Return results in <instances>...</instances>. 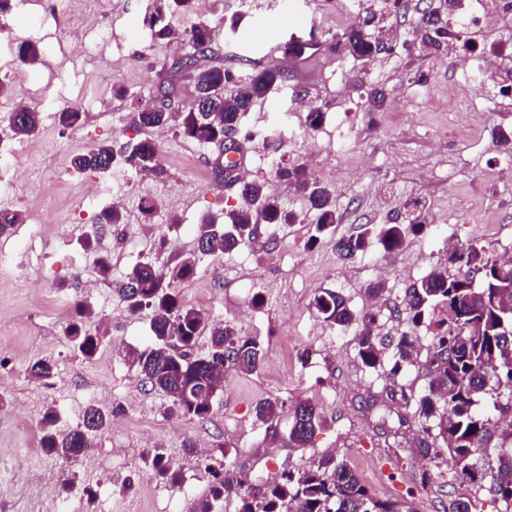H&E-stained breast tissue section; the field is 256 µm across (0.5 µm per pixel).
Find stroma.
<instances>
[{
    "instance_id": "stroma-1",
    "label": "stroma",
    "mask_w": 512,
    "mask_h": 512,
    "mask_svg": "<svg viewBox=\"0 0 512 512\" xmlns=\"http://www.w3.org/2000/svg\"><path fill=\"white\" fill-rule=\"evenodd\" d=\"M493 23L474 30L469 45L485 51L504 38H512V11L507 0H488ZM340 0H291V17L281 13V0H224L210 8L203 20L211 29H221L224 16L243 15L238 32H225L213 44L216 60L238 75L252 73L253 62L277 67L288 86L302 90L323 114L322 124L306 129V114L292 97L272 92L264 103L245 115L246 126L266 129L284 126L288 134L281 151L282 162L304 165L309 172L324 171L334 192L340 221L332 241L316 249L306 246L314 230L316 212L307 199L287 183L273 180L272 161L261 143L246 142L242 150L252 180L268 183L285 207L300 214L297 224L276 230L270 252L254 258L239 248L224 254V282L210 278L206 269L211 258H202L195 275L177 289L181 299L198 309L223 308L225 297L237 289L255 286L256 267H264L270 281L288 293L289 305L280 308L262 303L255 315L250 337L263 346L265 356L254 373L229 371L224 391L216 396L210 414L203 419L163 414L165 398L152 390L125 360L126 350L149 343L150 315H128L124 302L113 298L109 308L94 306L92 326L103 337L95 355L87 357L74 348L67 328L79 322L77 311L62 309L54 299L62 289L73 299H83L85 285L102 280L97 263L108 254L112 266L128 270L136 257L164 264L176 252L193 249L194 227L201 216L223 220L236 204L239 186L231 179L217 181L210 165L214 146H198L175 133L161 143V180L133 183L128 190L127 233L136 235L139 256L120 248L113 236L89 248L85 240L93 232L107 201L86 206L81 187L84 174L70 170L72 154L115 138L136 141L143 133L130 122L132 105L155 106L153 90L164 79H172L181 105L193 100V83L187 75H169L166 65L174 56L167 42L151 41L139 26L147 0H97L104 27L113 39L97 44L95 31L86 41L92 46L76 56L62 36L66 18L61 8H46L43 0H16L0 15L12 43L40 42L52 63L27 68L17 62L15 52L0 54V81L10 83L17 93L32 90V106L41 113V133L34 139L6 138L0 142V160L35 168L38 177L28 180L5 196L0 207L22 211L25 216L45 215L43 232L53 235L57 248L44 253L32 239L29 227L18 224L0 236L6 247L27 252L23 276L28 286L11 283L12 269L0 265V373L7 379V405L0 410V435L6 436L15 456L0 464V499L7 512H29L36 498L32 475L52 477L59 461L47 456L41 446V417L46 410L58 415L57 428L65 432L82 419V407L69 397L91 386L101 396L102 409L127 417L124 394H133L140 411L132 417L120 440L111 432L98 437V451L112 457L122 448L128 462L125 475L113 474L110 466L88 470L75 465L80 481L95 493L94 498L64 497V512H127L128 499H135L137 512H163L164 501L154 495L155 479L141 460L145 448H164L182 477L198 481V497L208 493L202 478L205 462L192 444L205 438L223 442L229 458L247 469L258 462L273 461L274 473L283 465L304 470L330 451L350 462L362 482L379 498L411 499L417 512H444L452 496L470 492L448 467H433L418 450L420 426L411 419L400 430L379 423L369 412V401L390 402L393 389L407 385L423 392L428 380L413 368L405 376H392L388 366L368 368L357 356L356 333L323 326L312 306L315 294L324 289L340 293L355 311L370 303L365 288L382 283V315L377 331L393 336L407 322L397 309L405 287L436 266L449 243L462 246L478 242L501 252L512 244V181L500 177L505 154L497 145L496 130L512 126V95L500 92L506 73L498 71L485 86V96L470 101L456 81L451 56L431 50L421 53L407 48L421 17L420 0H409L408 8L395 22L396 37L391 50L356 60L331 52L342 28L328 17ZM312 42L302 56L286 58L281 46L290 38ZM124 96H115L116 87ZM382 89L383 108L370 110L369 88ZM78 105L85 123L65 130L56 119L64 103ZM480 119H472L474 111ZM203 149L206 165L186 171L182 157ZM178 194L177 205L165 203L167 194ZM158 199L155 221L142 224L138 204L142 197ZM418 198L426 202L429 224L414 248L394 255L389 269H382L380 247L363 256L345 259L334 249V239L350 235L360 224H389L404 205ZM177 223H169V216ZM167 237L169 251L159 249ZM45 360L54 367L48 380L33 378L29 369ZM293 404L310 400L320 410L324 423L308 447L292 448L286 436L267 433L255 408L267 400ZM433 481L421 487L422 472ZM130 477V494L118 489L121 477Z\"/></svg>"
}]
</instances>
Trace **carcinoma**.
<instances>
[{
    "label": "carcinoma",
    "mask_w": 512,
    "mask_h": 512,
    "mask_svg": "<svg viewBox=\"0 0 512 512\" xmlns=\"http://www.w3.org/2000/svg\"><path fill=\"white\" fill-rule=\"evenodd\" d=\"M194 11V0H151L139 19L142 30L155 40H179L191 44L192 51L172 59L170 71L188 74L195 81L193 104L187 109H139L132 112V123L139 129L163 128L173 123L180 137L203 144L224 142L226 131L254 141L255 131L244 128L242 118L259 100L267 99L280 85L283 74L262 68L243 79L210 60L211 29L194 23L188 29H175L169 16ZM424 34L420 46L441 49L448 31L439 18L422 12ZM388 44L371 40L358 27H350L342 37L341 48L355 59H366L387 49ZM45 51L37 42L18 45L20 64L35 67L43 63ZM86 113L73 107L57 112L63 129L81 126ZM40 112L35 107L15 109L8 118L13 136L28 138L40 131ZM121 165L135 173L159 169V146L145 137L136 142L115 138L71 157L76 172L106 174ZM276 179L293 186L317 211L316 233L307 241L315 249L326 239L329 229L340 221L333 191L300 165L276 163ZM238 206L224 216L232 232L216 234L214 223L204 216L196 225L193 251L183 253L175 263L160 268L150 258L132 265L118 289L127 312L137 315L150 311L152 342L142 349L131 348L125 358L138 375L166 397L164 410L185 417L209 415L213 398L224 391V372L258 370L263 348L256 340L242 335L229 323H206L203 314L180 298L173 285L193 277L200 257L220 258L259 235L261 226L297 224L299 215L284 207L278 194L267 183L246 182L239 187ZM425 207L416 202L402 221L393 224H361L357 231L333 242L345 258L366 253L373 244L386 255L402 250L408 239L427 227ZM21 211L0 209V235L24 223ZM401 306L408 314V327L397 332L389 343L375 333L379 313L352 310L335 291L323 290L314 296L313 307L331 327L354 328L358 357L367 367L381 364L384 350L391 354L390 373L394 376L417 367L428 379L426 391L417 396L399 387L398 408L412 411L424 438L418 451L423 456L451 465L456 475L486 490L492 499L512 512V265L500 260L486 246L470 243L455 248L430 273L404 289ZM425 328V334L418 332ZM209 330L210 346L203 355L187 358L195 350L204 330ZM69 336L82 355H93L100 344L98 335L74 324ZM282 406L266 401L256 407L257 418L272 436ZM288 447L306 448L322 417L314 404L298 401L289 408ZM57 415L48 410L41 419L44 447L62 464L66 473L61 489L70 493L77 477L72 466L84 455L89 436L105 431L112 414L95 404L86 407L76 428L61 436L55 430ZM220 457L208 465L203 478L206 497L197 500L192 512H215L230 498L236 499L235 512H415L405 499H379L372 495L348 464L333 453L322 455L314 469H285L274 483H247L231 476L224 465V445L216 444ZM142 463L157 482L176 486L182 476L162 448H149Z\"/></svg>",
    "instance_id": "cac0c4a2"
}]
</instances>
